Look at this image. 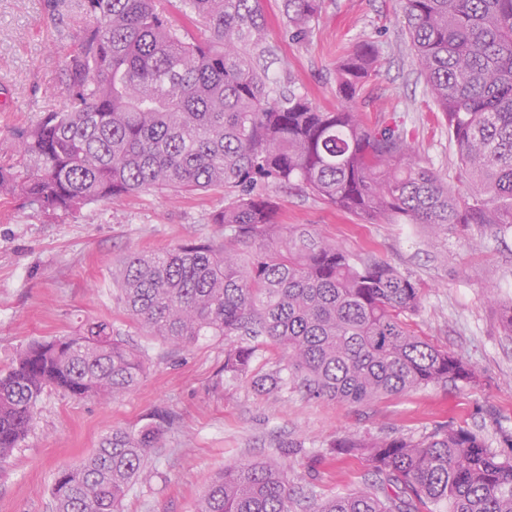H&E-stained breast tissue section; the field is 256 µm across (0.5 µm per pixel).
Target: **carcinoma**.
Listing matches in <instances>:
<instances>
[{
    "mask_svg": "<svg viewBox=\"0 0 512 512\" xmlns=\"http://www.w3.org/2000/svg\"><path fill=\"white\" fill-rule=\"evenodd\" d=\"M85 0V29L60 73L61 109L17 134L35 168L0 165V193L35 213L75 212L140 193L221 190L210 221L255 244L249 261L190 240L122 263L117 300L150 335L173 344L264 336L288 359L289 380L318 398L356 404L438 383L473 382L461 358L411 331L419 284L384 261H362L302 225L275 223L262 183L305 189L363 221L389 217L436 232L477 224L512 229V0H402L426 91L455 143L468 186L451 191L420 165L401 125H368L360 92L375 72L365 42L336 62L339 104L274 96L257 67L267 22L260 0ZM288 31L307 33L321 0H285ZM202 25L203 39L185 36ZM254 350L234 345L224 373ZM145 372L140 351L105 318L28 344L0 374V463L27 435L47 388L74 399L117 398ZM170 416L114 430L54 478L55 512H123L131 485ZM370 487L313 500L309 512H512V457L450 425L421 439L345 437ZM288 449L224 470L196 512H293Z\"/></svg>",
    "mask_w": 512,
    "mask_h": 512,
    "instance_id": "cac0c4a2",
    "label": "carcinoma"
}]
</instances>
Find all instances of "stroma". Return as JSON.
<instances>
[{
    "mask_svg": "<svg viewBox=\"0 0 512 512\" xmlns=\"http://www.w3.org/2000/svg\"><path fill=\"white\" fill-rule=\"evenodd\" d=\"M261 8L268 51L260 64L274 93L297 88L335 108L338 58L373 43L379 57L361 91L363 120L402 124L422 165L460 189L457 149L425 92L400 0H322L298 40L288 33L284 0H261ZM91 23L83 0H0V162L19 160L17 131L59 108V72ZM264 192L277 205V223L309 225L354 256L389 262L416 280L422 298L407 317L411 330L470 364L474 382L362 405L317 399L290 383L286 359L265 338L254 341L244 375L225 376L224 351L239 337L166 343L134 325L116 300L127 255L190 240L229 243V231L210 221L223 192L144 193L47 217L0 193V371L32 340L73 333L96 317L136 345L146 366L138 387L116 399L45 390L28 435L0 464V512H54L58 468L78 464L112 430H138L159 409L175 421L130 488L125 512H194L225 467L281 448L290 452L288 481L298 497L363 489L372 477L360 458L338 449L346 435L419 438L453 424L512 457V335L498 308L512 300V232L473 224L437 235L422 224L363 222L306 191L269 184Z\"/></svg>",
    "mask_w": 512,
    "mask_h": 512,
    "instance_id": "1",
    "label": "stroma"
}]
</instances>
